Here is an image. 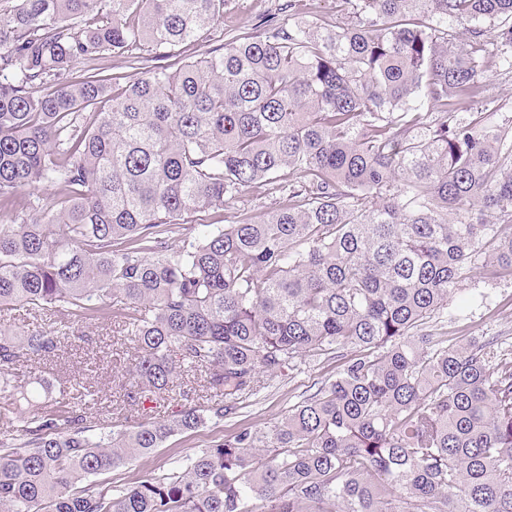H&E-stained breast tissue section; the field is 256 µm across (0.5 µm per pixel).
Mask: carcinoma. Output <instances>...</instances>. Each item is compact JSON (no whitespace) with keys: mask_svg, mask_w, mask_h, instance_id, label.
Segmentation results:
<instances>
[{"mask_svg":"<svg viewBox=\"0 0 512 512\" xmlns=\"http://www.w3.org/2000/svg\"><path fill=\"white\" fill-rule=\"evenodd\" d=\"M337 2L349 23H270L130 82L100 62L198 43L227 0H0V318L118 304L130 399L191 370L213 393L115 430L17 384L65 336L1 329L0 398L35 412L0 427V512H512V360L423 328L463 312L476 264L512 277V121L484 78L512 75V0ZM257 185L282 205L168 253ZM307 352L336 378L268 431L80 486Z\"/></svg>","mask_w":512,"mask_h":512,"instance_id":"obj_1","label":"carcinoma"}]
</instances>
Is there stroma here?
<instances>
[{"label":"stroma","mask_w":512,"mask_h":512,"mask_svg":"<svg viewBox=\"0 0 512 512\" xmlns=\"http://www.w3.org/2000/svg\"><path fill=\"white\" fill-rule=\"evenodd\" d=\"M282 25L300 20L344 22L337 13L335 0H229L224 18L214 27L217 38L256 32L266 18ZM209 48L201 42L187 47H163L148 55L140 67H132L128 53L108 55L106 64L113 71L126 75L128 80L142 78L146 70L156 65L173 63L179 58L201 57ZM282 198L272 187L259 186L245 192L240 198L225 205L220 214H208L204 219H189L180 225L169 241L171 250H179L185 241L193 239L201 222L221 218L235 221L248 216L261 219L278 207ZM464 294L469 305L455 321L444 318L433 321V329L449 343L459 344L470 338L496 341L502 354L512 359V279L486 278L482 269H474L464 283ZM69 325L58 358L48 363H26L19 372L23 382L41 379L50 390L87 388L95 399L96 417L117 422L131 418L133 422L147 423L172 417L189 405H206L201 372L191 371L174 383L171 396L164 403L150 401L129 405L124 383L137 355L134 343L119 333L111 318L72 322L69 312L37 311L17 306L6 316L4 325L23 333L48 326ZM337 362L333 355L310 352L297 358L277 376L267 379L259 391L247 399L237 414L220 421L210 420L188 433L170 437L162 448L139 457L130 463L94 476V483H109L124 488L135 485L149 475L168 472L174 462L211 447L216 442L242 429L263 431L280 422L291 407L313 394L330 379L335 378Z\"/></svg>","instance_id":"stroma-1"}]
</instances>
